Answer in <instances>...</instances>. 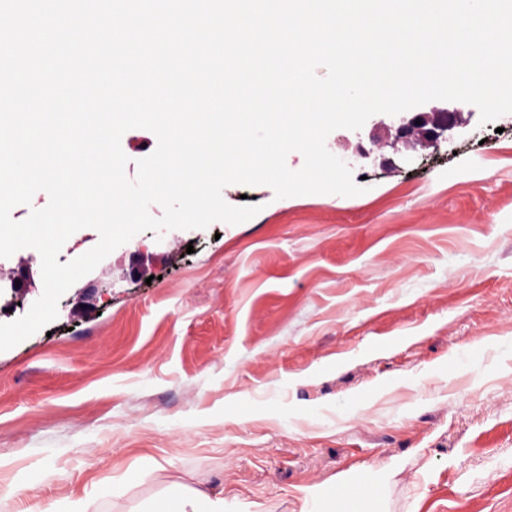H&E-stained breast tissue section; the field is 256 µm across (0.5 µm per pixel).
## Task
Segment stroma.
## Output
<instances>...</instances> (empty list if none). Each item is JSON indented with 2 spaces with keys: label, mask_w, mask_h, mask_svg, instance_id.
Here are the masks:
<instances>
[{
  "label": "stroma",
  "mask_w": 512,
  "mask_h": 512,
  "mask_svg": "<svg viewBox=\"0 0 512 512\" xmlns=\"http://www.w3.org/2000/svg\"><path fill=\"white\" fill-rule=\"evenodd\" d=\"M425 150L396 115L327 150L364 192L276 198L239 224L143 231L0 352V512H139L178 482L224 512H512V113ZM13 318L41 257L0 258ZM154 459L155 468L144 465Z\"/></svg>",
  "instance_id": "35a3bbf8"
}]
</instances>
